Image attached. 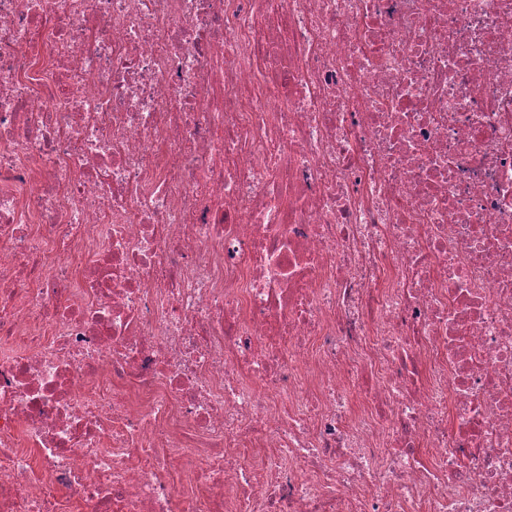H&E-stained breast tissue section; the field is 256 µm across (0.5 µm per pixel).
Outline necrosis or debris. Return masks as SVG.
I'll return each mask as SVG.
<instances>
[{
	"instance_id": "necrosis-or-debris-1",
	"label": "necrosis or debris",
	"mask_w": 512,
	"mask_h": 512,
	"mask_svg": "<svg viewBox=\"0 0 512 512\" xmlns=\"http://www.w3.org/2000/svg\"><path fill=\"white\" fill-rule=\"evenodd\" d=\"M0 512H512V0H0Z\"/></svg>"
}]
</instances>
